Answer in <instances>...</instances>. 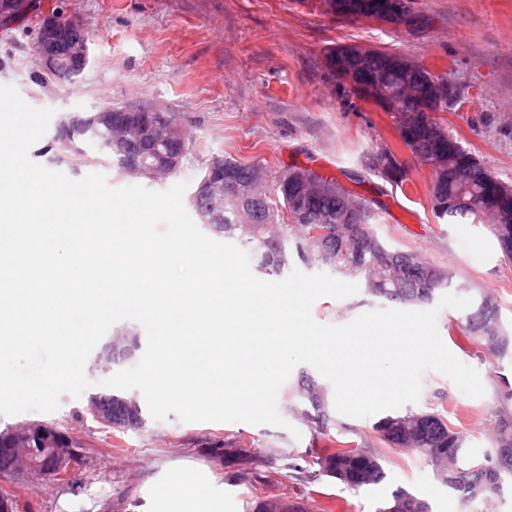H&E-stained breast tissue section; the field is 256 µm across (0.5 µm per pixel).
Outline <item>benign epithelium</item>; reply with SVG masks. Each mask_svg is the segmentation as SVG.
<instances>
[{"label": "benign epithelium", "mask_w": 512, "mask_h": 512, "mask_svg": "<svg viewBox=\"0 0 512 512\" xmlns=\"http://www.w3.org/2000/svg\"><path fill=\"white\" fill-rule=\"evenodd\" d=\"M28 10V0H0V22H10L22 17ZM42 68L65 82L73 73H81L90 62L88 37L85 29L75 19H63L53 12L43 15L35 38ZM159 106L143 103L136 107L117 109L103 107L90 119L77 113L64 116L56 127L54 143L60 155L76 151L80 134L88 129L105 127L115 129L101 143L100 149L123 159L127 171L135 176H155L178 168L185 155V144L180 137L179 125L162 117ZM207 176L197 185L191 198L198 203L202 198L231 187L230 177L224 173V157L213 156L208 164ZM139 348L136 337L128 335L115 341L109 339L100 347L94 363L110 365L133 358ZM139 403L132 395L118 399L110 394L93 395L88 401V411L96 420L105 424L130 426L138 414ZM34 434L49 451L35 453L31 448H0L5 464L0 468V478L10 484L24 481L32 472L42 471L55 482L68 480L80 449L74 438L57 426L48 423L27 424L12 429L7 434L15 439L19 434Z\"/></svg>", "instance_id": "obj_1"}]
</instances>
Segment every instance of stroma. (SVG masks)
Here are the masks:
<instances>
[{
    "instance_id": "stroma-1",
    "label": "stroma",
    "mask_w": 512,
    "mask_h": 512,
    "mask_svg": "<svg viewBox=\"0 0 512 512\" xmlns=\"http://www.w3.org/2000/svg\"><path fill=\"white\" fill-rule=\"evenodd\" d=\"M27 14L0 29V84L15 86L31 106L55 113H91L138 98L180 118L190 136L177 177L133 180L106 163L57 162L53 132L29 150L31 159L74 179L103 173L114 188L140 184L164 191L181 181L195 185L208 158L230 156L262 163L270 176L291 166L331 176L379 209L371 221L388 247L428 258L452 277L448 291L468 287L471 302L492 296L503 325L512 331V260L485 227L465 220L448 224L432 208L427 166L405 147L390 113L375 102L347 105L326 67L338 45L396 52L456 90L447 111L437 113L449 135L472 151L486 170L512 184V0H415L427 18L420 27L393 26L326 12L322 0H29ZM78 18L89 39L91 61L75 83L44 77L32 51L42 13ZM390 149L406 168L394 183L369 165ZM365 291L344 299L323 297L312 306L315 321L342 325L362 313L388 308ZM465 310L442 308L437 329L447 349L475 368L485 393L472 398L445 375L425 372L412 412H439L462 433L474 456L490 453L497 387L512 381V362H498L463 340ZM298 365L277 395L288 428L246 423H185L176 415L145 417L142 428L117 431L87 411V397L62 396L52 413L0 416V430L49 422L81 440L82 455L66 484L31 479L19 488V512H145L155 484L179 467L201 470L223 495L222 512H254L257 502L302 486L308 512L340 504L341 512H376L404 489L426 500L431 512H465L420 456L381 445L375 417L337 415L336 427L319 434L297 408ZM300 437H293L292 429ZM371 446L381 456L385 480L357 491L313 471L301 482L291 470L311 468L329 440Z\"/></svg>"
}]
</instances>
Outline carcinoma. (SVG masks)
<instances>
[{"label":"carcinoma","instance_id":"obj_1","mask_svg":"<svg viewBox=\"0 0 512 512\" xmlns=\"http://www.w3.org/2000/svg\"><path fill=\"white\" fill-rule=\"evenodd\" d=\"M388 22L416 27L424 23V17L413 11L412 0H391ZM326 60L330 75L339 83L348 84L347 97L371 98L393 114L401 141L420 164H427L436 153H441L443 172L432 179L433 210L437 217L446 221L466 218L490 221L488 231L502 252L511 257L512 199L502 200L490 174L459 142H438L445 128L431 113L446 111L448 100L434 99L431 90L434 83L446 84L448 79L431 74L395 52L354 45L331 48ZM224 162L233 166L236 189L199 202L195 214L200 221L203 210L219 214V221L212 223L209 230L250 247L257 267L266 274L278 276L288 267L289 261L277 258L282 251L294 252L300 261H305L308 229L318 225L326 231L329 243L327 270L359 280L371 296L413 306L429 302L437 291L451 283L447 271L414 253L407 254L408 264L402 268L389 265L387 255L393 249L372 232L370 214L356 225L355 233H350L349 225L339 220L344 208L341 195H352L346 188L307 195L292 177V168L285 169L276 176L273 191L297 218L292 224H281L277 211L268 209L247 192L252 167L231 158ZM372 166L391 180L405 181L407 170L388 149L373 155ZM429 268L436 271L430 281L422 276ZM462 331L466 340L479 345L493 359H512V333L501 323L498 308L490 298L483 297L467 315ZM297 396L306 404L305 415L319 433L335 424L327 387L312 377H302ZM498 399L501 407L495 417L494 448L512 451V388L508 383L498 388ZM428 417L427 424L421 422L419 413L389 415L379 419L373 430L383 445L406 449L423 458L434 468L438 479L457 494L463 507L480 501L485 512H493L490 503L500 492L505 478L512 479V463L499 465L493 454L481 461L469 457L461 435L448 425L442 414L432 412ZM324 453L332 456L336 467L322 466L320 471L351 490L379 484L386 478L379 455L371 449L362 456L340 443L317 457ZM347 472L354 474L355 479L341 478ZM398 503L417 504L420 512H429L425 501L401 488L392 492L391 499L378 512H393Z\"/></svg>","mask_w":512,"mask_h":512}]
</instances>
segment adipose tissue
Instances as JSON below:
<instances>
[{
	"label": "adipose tissue",
	"mask_w": 512,
	"mask_h": 512,
	"mask_svg": "<svg viewBox=\"0 0 512 512\" xmlns=\"http://www.w3.org/2000/svg\"><path fill=\"white\" fill-rule=\"evenodd\" d=\"M221 506L212 485L189 471L157 486L149 512H221Z\"/></svg>",
	"instance_id": "1"
}]
</instances>
